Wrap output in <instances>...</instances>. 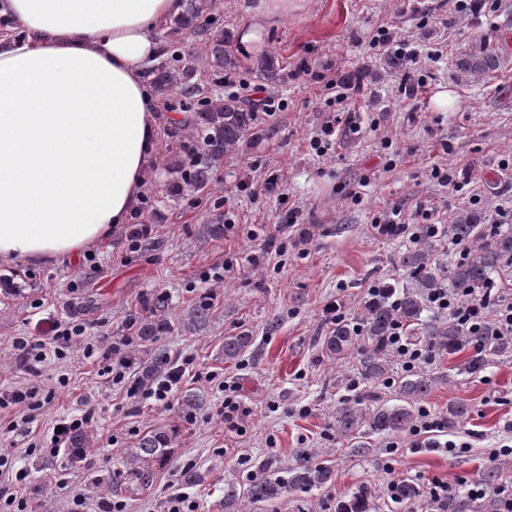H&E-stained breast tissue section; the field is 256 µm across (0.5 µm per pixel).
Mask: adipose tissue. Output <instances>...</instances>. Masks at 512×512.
I'll use <instances>...</instances> for the list:
<instances>
[{
  "instance_id": "adipose-tissue-1",
  "label": "adipose tissue",
  "mask_w": 512,
  "mask_h": 512,
  "mask_svg": "<svg viewBox=\"0 0 512 512\" xmlns=\"http://www.w3.org/2000/svg\"><path fill=\"white\" fill-rule=\"evenodd\" d=\"M184 0H0V260L75 256L136 210L157 160L146 81ZM293 0H256L253 53Z\"/></svg>"
}]
</instances>
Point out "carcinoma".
Here are the masks:
<instances>
[{"label": "carcinoma", "mask_w": 512, "mask_h": 512, "mask_svg": "<svg viewBox=\"0 0 512 512\" xmlns=\"http://www.w3.org/2000/svg\"><path fill=\"white\" fill-rule=\"evenodd\" d=\"M214 6V0H186L183 12L170 19L161 35V40L166 42L162 60L147 72L166 109L182 115L178 125L192 137L189 144L175 143L168 148L167 166L172 181L167 192L174 200L182 198L187 191L200 193L208 189L214 170L225 157L238 150L246 137L256 134L260 119L257 104L233 92L216 98L205 95L203 77L222 86L242 68L233 50L234 32L210 14ZM499 63V54L486 49L466 51L458 60L461 70L478 74L496 69ZM251 70L270 84L275 85L281 79L282 68L277 58L269 54L257 57ZM447 235L452 244L468 246L463 258L450 266L439 264L430 257L424 237H419L418 246L406 249L399 260L401 267L409 270L413 282L402 286L394 299L377 296L366 301L357 322H336L323 337L322 356L339 361L356 354L361 381L371 384L392 371L388 337L394 323L400 322L406 327H424V343L437 352L456 355L469 351L460 364L461 375L476 377L493 363L511 359L512 338L500 335L496 323H488L476 334H467L452 318L426 324L423 314L428 308V294L437 288H466L479 296L492 287L494 275L506 263H512V226L483 227L477 216L466 213L447 228ZM167 304V295L160 293L155 298L154 309L161 315L152 319L131 318L130 324L141 341L155 343L170 330L162 316ZM211 308L208 299H201L188 312L187 326L194 330L204 326L211 317ZM252 341L253 336L247 332L224 337V361L238 360ZM170 367L167 356L158 353L143 364L142 381L149 382ZM435 382L436 378L425 372L400 378L395 384L397 403L392 405L380 402V396L367 388L340 399L335 411L336 433L362 439L411 427L416 403L431 392ZM467 414L465 404L452 403L448 405L445 423L453 428ZM88 445L87 434H76L69 449L73 462L82 461ZM173 445L174 435L166 431L145 434L138 446L128 451L126 477L141 486L149 485L155 472L170 462ZM331 479L330 467L322 463L307 460L286 477L271 472L267 465L252 477L249 498L262 503L290 488L311 490ZM372 496L366 487L353 492L348 512H366Z\"/></svg>", "instance_id": "carcinoma-1"}]
</instances>
